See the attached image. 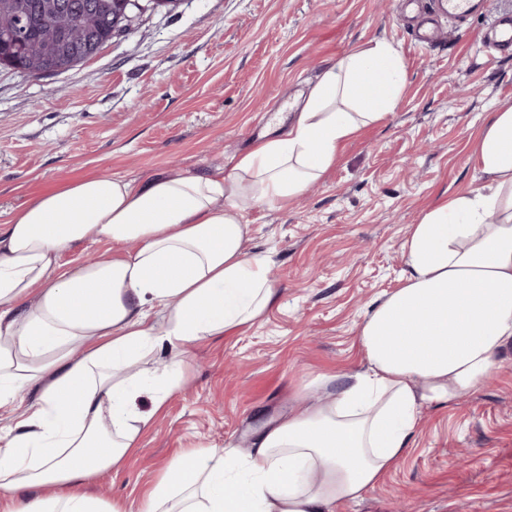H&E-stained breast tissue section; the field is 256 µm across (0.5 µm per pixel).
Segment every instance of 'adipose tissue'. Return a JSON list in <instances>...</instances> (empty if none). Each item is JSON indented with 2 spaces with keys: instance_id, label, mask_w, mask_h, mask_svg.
Segmentation results:
<instances>
[{
  "instance_id": "ef3b65f1",
  "label": "adipose tissue",
  "mask_w": 512,
  "mask_h": 512,
  "mask_svg": "<svg viewBox=\"0 0 512 512\" xmlns=\"http://www.w3.org/2000/svg\"><path fill=\"white\" fill-rule=\"evenodd\" d=\"M406 80L398 51L376 41L325 68L286 132L230 172L82 178L13 212L0 230V512H336L405 454L423 408L485 383L512 345V106L482 128L486 183L410 225L401 286L358 326L361 370L323 399L299 385L300 406L258 431L250 454L189 449L136 508L87 489L182 386L188 345L276 303L244 212L320 180L341 143L395 111ZM82 242L135 249L61 268ZM147 358L169 374L143 377Z\"/></svg>"
}]
</instances>
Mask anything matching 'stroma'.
Listing matches in <instances>:
<instances>
[{
    "label": "stroma",
    "mask_w": 512,
    "mask_h": 512,
    "mask_svg": "<svg viewBox=\"0 0 512 512\" xmlns=\"http://www.w3.org/2000/svg\"><path fill=\"white\" fill-rule=\"evenodd\" d=\"M403 0H183L141 11L131 31L61 74L0 68V225L77 178L231 171L286 130L322 70L385 40L408 82L395 112L343 143L335 166L288 207L244 214L249 251L280 289L265 318L194 345L171 395L124 466L93 489L136 506L191 448H249L299 382L361 365L365 307L401 285L409 225L484 183L476 139L512 104V57L479 42L512 0H488L448 37L416 46ZM475 393L424 410L411 445L362 500L336 512H512V346Z\"/></svg>",
    "instance_id": "1"
}]
</instances>
